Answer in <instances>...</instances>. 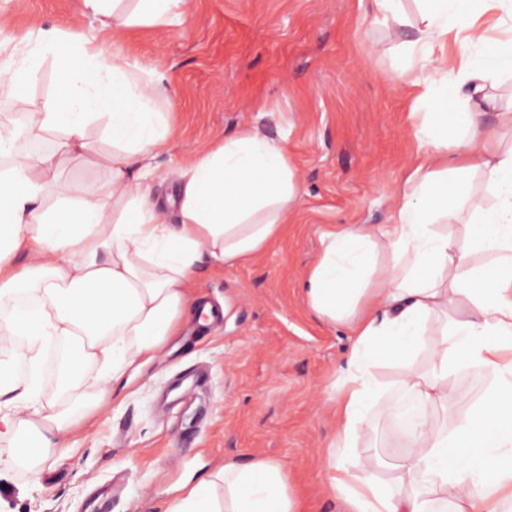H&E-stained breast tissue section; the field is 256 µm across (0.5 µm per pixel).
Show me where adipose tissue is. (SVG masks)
<instances>
[{
	"mask_svg": "<svg viewBox=\"0 0 512 512\" xmlns=\"http://www.w3.org/2000/svg\"><path fill=\"white\" fill-rule=\"evenodd\" d=\"M81 2L116 34L168 28L190 12V0ZM415 3L411 18L404 0H373L398 62L416 73V152L391 196L392 221L326 230L302 290L317 319L349 340L324 467L339 512H512V98L494 93L512 71V0ZM50 58L62 69L35 109L28 88ZM0 91L22 117L0 120V438L37 460L180 334L198 308L201 265L247 264L280 237L299 189L283 146L247 126L182 167L176 199L162 206L152 161L174 137L164 75L71 31L41 30L0 67ZM95 125L111 151L92 139ZM49 132L54 149L18 146ZM61 151L102 178L61 188ZM50 345L68 355L45 402ZM382 360L404 370L394 386L373 372ZM465 366L489 383L452 419V378ZM378 405L390 433L409 441L393 463L359 451ZM167 512L305 509L285 463L256 456L215 467Z\"/></svg>",
	"mask_w": 512,
	"mask_h": 512,
	"instance_id": "obj_1",
	"label": "adipose tissue"
}]
</instances>
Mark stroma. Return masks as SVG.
<instances>
[{"label":"stroma","mask_w":512,"mask_h":512,"mask_svg":"<svg viewBox=\"0 0 512 512\" xmlns=\"http://www.w3.org/2000/svg\"><path fill=\"white\" fill-rule=\"evenodd\" d=\"M55 26L95 33L81 0H0V53ZM389 46L370 0H192L184 24L115 43L166 77L175 136L159 172L257 125L284 146L299 206L255 261L199 276L198 297L230 301L231 316L173 337L81 421L67 451L29 466L0 440V512H80L93 493L111 512H166L212 465L254 454L287 464L307 512H336L321 461L348 339L308 311L299 288L328 225L390 223L389 193L409 173L416 92Z\"/></svg>","instance_id":"1"}]
</instances>
